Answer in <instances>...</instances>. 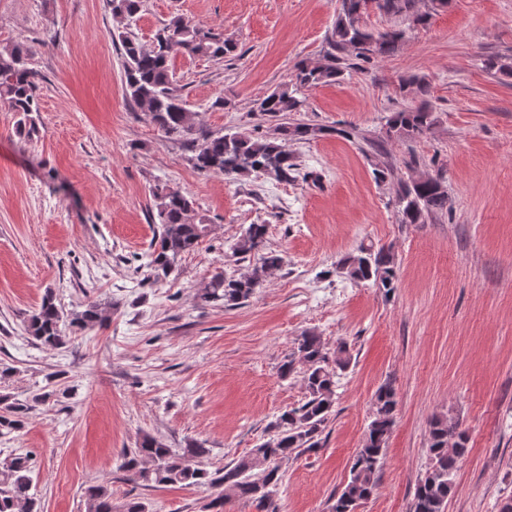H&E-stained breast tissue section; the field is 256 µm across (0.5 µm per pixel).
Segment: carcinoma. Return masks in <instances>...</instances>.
Segmentation results:
<instances>
[{
  "mask_svg": "<svg viewBox=\"0 0 512 512\" xmlns=\"http://www.w3.org/2000/svg\"><path fill=\"white\" fill-rule=\"evenodd\" d=\"M144 0H109L112 16L120 26L111 33L118 42L123 67V91L162 136L179 144L189 153L192 167L202 175H222L228 181L243 179L293 183L305 180L288 143L311 141L334 133L352 139L353 133L342 128H324L305 122H290L288 114L305 111V99L298 93L305 87L332 83L341 79L343 55L371 63L393 55L405 37L402 29L372 31L364 24L372 13L402 17L412 25L426 21V14L416 9L417 0H340L334 27L328 39L330 51L312 65L299 62L291 80L258 99L254 111L273 128L266 135L222 133L198 120V114L186 106L178 87L173 61L178 56H203L221 61L233 54L237 44L224 32L205 26L182 15L171 17L148 43L132 30ZM33 50L22 42L0 47V101L14 112L26 115L39 111L38 89L42 76L32 67ZM400 88L423 98L420 104L402 108L386 118L387 139H420L433 126V111L424 101L429 86L418 76L400 80ZM153 220L158 231L150 243L145 266L155 279L167 278L176 270L178 259L194 251L209 233L205 219L191 220L194 201L185 191L157 184L152 189ZM395 206L402 224H423L434 214L448 211V181L442 171L423 174L401 183ZM268 225L250 224L234 245V254L245 259L262 252L260 264L247 274L216 275L199 294L206 304L234 307L248 301L264 282L283 264L279 253L265 250ZM339 274L360 284L370 282L385 293L395 288V256L390 248L360 246L343 257ZM103 320L99 304L90 301L85 309L70 319L78 330L92 328ZM63 313L53 294L48 293L29 316L26 331L38 344L57 349L66 343L62 331ZM351 354L346 343L329 351L320 336L311 331L297 339L294 356L279 367L287 378L302 365L305 401L283 411L272 424L273 435L250 452L222 468L210 471L202 459L209 453L198 441L183 448H170L161 439L145 434L137 447L125 451L120 469L135 486L159 488L169 485L215 489L218 491L207 508L226 512L232 499L255 506L257 512H280L276 499L281 480L280 463L322 447L321 434L335 402L338 372L346 369ZM37 394L32 401L13 400L0 395V430L24 426L33 404L45 401ZM396 399L391 384L381 385L373 400L372 420L364 443L354 455L349 477L333 496L330 512H356L376 490L380 460L395 422ZM431 467L418 481L412 512H445L453 489V477L459 460L466 452L465 430L457 421L436 416L429 424ZM34 468L28 456L0 460V512H41V503L31 493ZM86 512H150L151 504L136 495L120 505L112 502V488L106 483L85 488Z\"/></svg>",
  "mask_w": 512,
  "mask_h": 512,
  "instance_id": "1",
  "label": "carcinoma"
}]
</instances>
